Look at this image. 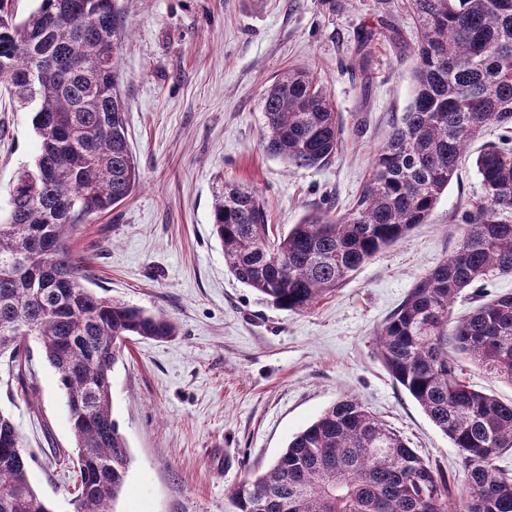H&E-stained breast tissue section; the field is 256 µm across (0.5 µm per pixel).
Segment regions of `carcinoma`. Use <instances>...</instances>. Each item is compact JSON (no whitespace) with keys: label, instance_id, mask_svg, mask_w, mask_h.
Masks as SVG:
<instances>
[{"label":"carcinoma","instance_id":"1","mask_svg":"<svg viewBox=\"0 0 512 512\" xmlns=\"http://www.w3.org/2000/svg\"><path fill=\"white\" fill-rule=\"evenodd\" d=\"M120 0H36L23 19L0 0V83L33 113L39 152L17 172L0 221V355L22 374L34 338L65 391L78 448L74 512H112L130 463L112 413V369L134 336L163 341L172 321L83 284L70 241L138 187L119 62ZM418 31L414 93L347 212L314 211L273 233L258 193L224 185L213 236L235 278L275 306L305 312L423 224L488 126L512 127V0H411ZM263 150L294 169L338 150L342 124L306 69L283 72L263 99ZM484 194L462 213L459 246L415 283L377 339L392 378L457 448L464 471L420 457L396 430L344 397L288 442L272 467L231 494L236 512H512V402L475 390L468 356L512 382V293L453 320L463 290L512 274V146L475 158ZM0 512H54L30 481L17 428L0 413Z\"/></svg>","mask_w":512,"mask_h":512}]
</instances>
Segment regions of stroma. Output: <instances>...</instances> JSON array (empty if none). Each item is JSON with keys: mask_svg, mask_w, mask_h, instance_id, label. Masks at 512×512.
Here are the masks:
<instances>
[{"mask_svg": "<svg viewBox=\"0 0 512 512\" xmlns=\"http://www.w3.org/2000/svg\"><path fill=\"white\" fill-rule=\"evenodd\" d=\"M120 59L138 188L73 241L99 295L171 318L176 334L136 337L112 370L113 416L131 462L115 512H235L231 493L343 396L357 398L462 484L458 451L388 374L376 335L408 291L454 251L461 215L483 194L470 146L457 179L415 225L311 309H280L238 282L211 233L222 183L256 190L280 233L309 212L341 214L410 101L416 29L410 0H121ZM399 39L383 37L384 26ZM375 31L367 53L358 37ZM288 68L316 77L339 113L325 165L287 169L261 146L266 89ZM31 113L0 85V216L38 145ZM16 374L0 356V411L56 512H73L76 450L55 370L38 343ZM35 392L28 404L24 391Z\"/></svg>", "mask_w": 512, "mask_h": 512, "instance_id": "obj_1", "label": "stroma"}]
</instances>
